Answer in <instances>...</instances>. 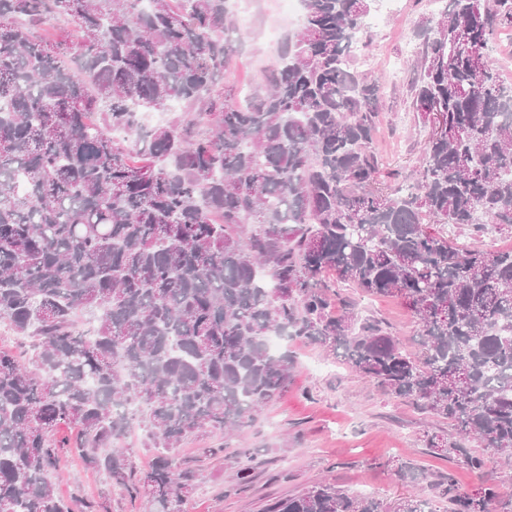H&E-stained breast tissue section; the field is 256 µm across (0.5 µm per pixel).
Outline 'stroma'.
Masks as SVG:
<instances>
[{"label": "stroma", "instance_id": "stroma-1", "mask_svg": "<svg viewBox=\"0 0 512 512\" xmlns=\"http://www.w3.org/2000/svg\"><path fill=\"white\" fill-rule=\"evenodd\" d=\"M233 2L234 61L224 85L254 88L278 63L283 43L300 27L289 23L280 0ZM396 4V11L382 15L357 67L383 78L375 146L384 164L398 172L400 182L408 183L429 134L428 125L412 109L413 49L434 8L430 0ZM342 291L355 301L360 317L383 320L408 349H416L417 327L396 301L368 296L348 285ZM288 350L295 363L287 392L267 405L236 440L238 446L256 451L248 480L238 479L241 463L223 452V436H191L182 442L180 458L199 469L188 512H263L270 500L300 493L317 482L390 502L427 497L437 512H449V497L439 488L449 473L455 476L457 490L493 480L503 496L512 497V467L503 466L496 456L486 455L483 470L477 471L460 459L431 453L424 435L454 437L447 421L384 394L309 341L290 340ZM400 460L419 465L423 479L412 483L399 477L394 465ZM52 483L59 497L81 494L96 512H147L143 500L113 488L73 452H64Z\"/></svg>", "mask_w": 512, "mask_h": 512}]
</instances>
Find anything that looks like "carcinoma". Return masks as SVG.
I'll use <instances>...</instances> for the list:
<instances>
[{"label": "carcinoma", "mask_w": 512, "mask_h": 512, "mask_svg": "<svg viewBox=\"0 0 512 512\" xmlns=\"http://www.w3.org/2000/svg\"><path fill=\"white\" fill-rule=\"evenodd\" d=\"M372 0H304L295 40L246 103L221 93L227 0H0V512H94L56 495L60 425L112 486L184 512L199 469L174 451L233 432L288 391L272 331L318 344L365 381L446 419L436 454L512 458V248L461 247L447 226L512 228V85L489 55L512 0H448L427 19L414 111L442 114L410 188L372 143L382 85L353 67ZM65 19L71 47L32 30ZM185 110L148 127L144 112ZM121 126L132 145L110 134ZM400 300L418 350L359 321L336 282ZM96 309L95 322L82 320ZM143 432L136 469L121 438ZM451 512H512L499 486ZM266 512H436L329 482Z\"/></svg>", "instance_id": "carcinoma-1"}]
</instances>
